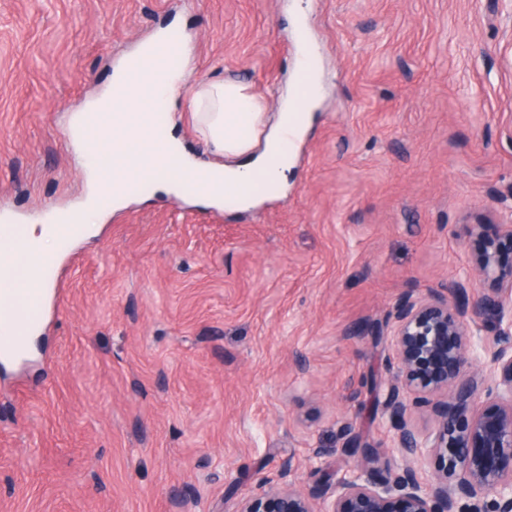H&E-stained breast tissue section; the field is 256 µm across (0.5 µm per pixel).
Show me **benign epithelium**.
<instances>
[{
  "mask_svg": "<svg viewBox=\"0 0 512 512\" xmlns=\"http://www.w3.org/2000/svg\"><path fill=\"white\" fill-rule=\"evenodd\" d=\"M512 219L470 259L450 285L406 293L386 322L368 329L390 337L393 363L379 381L390 449L370 443L351 422L335 449L344 474L313 450L322 475V512H512ZM430 407L432 423L412 422ZM402 458L393 465L390 452ZM433 460L431 470L417 464ZM235 512H315L292 469L279 474Z\"/></svg>",
  "mask_w": 512,
  "mask_h": 512,
  "instance_id": "obj_1",
  "label": "benign epithelium"
}]
</instances>
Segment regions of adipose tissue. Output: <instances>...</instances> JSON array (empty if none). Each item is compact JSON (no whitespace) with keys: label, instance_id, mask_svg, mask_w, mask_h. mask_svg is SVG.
<instances>
[{"label":"adipose tissue","instance_id":"ef3b65f1","mask_svg":"<svg viewBox=\"0 0 512 512\" xmlns=\"http://www.w3.org/2000/svg\"><path fill=\"white\" fill-rule=\"evenodd\" d=\"M166 38L160 31L141 42L131 54L132 66H118L106 90L69 116L66 132L87 169V192L74 207L80 223H102L109 209L99 203L100 194L132 175L171 193L195 185L193 200L214 208L228 199L253 206L257 180L279 183L286 177L304 115L319 102L320 73L307 75L305 85L282 98L272 118L264 97L248 85L229 79L190 82L189 44L181 45L178 66L168 67L153 49L154 41ZM173 100L191 115L211 160L189 155L175 135L159 136L155 115ZM59 231L56 225H33L23 241L0 240V290L15 303L38 295L40 283L29 267L33 258L51 253Z\"/></svg>","mask_w":512,"mask_h":512}]
</instances>
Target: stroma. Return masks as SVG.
<instances>
[{
	"label": "stroma",
	"mask_w": 512,
	"mask_h": 512,
	"mask_svg": "<svg viewBox=\"0 0 512 512\" xmlns=\"http://www.w3.org/2000/svg\"><path fill=\"white\" fill-rule=\"evenodd\" d=\"M172 21L273 112L310 39L321 106L257 207L149 189L55 251L33 351L0 359V512H235L287 463L318 494L307 456L387 372L362 327L512 216V0H0V210L75 199L63 115Z\"/></svg>",
	"instance_id": "obj_1"
}]
</instances>
